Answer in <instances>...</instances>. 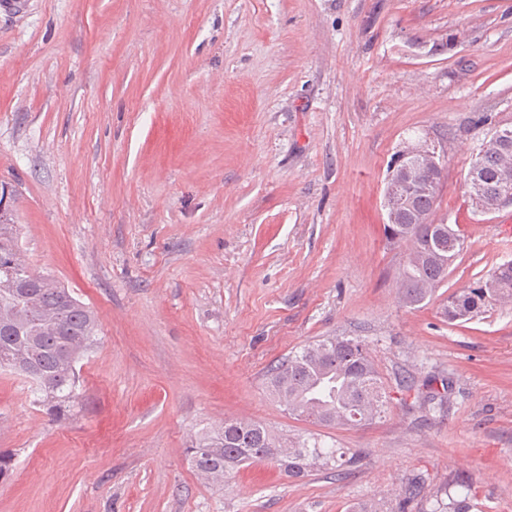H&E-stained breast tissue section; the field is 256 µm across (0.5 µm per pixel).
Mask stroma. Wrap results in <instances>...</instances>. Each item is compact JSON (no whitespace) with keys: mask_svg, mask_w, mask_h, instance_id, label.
Segmentation results:
<instances>
[{"mask_svg":"<svg viewBox=\"0 0 512 512\" xmlns=\"http://www.w3.org/2000/svg\"><path fill=\"white\" fill-rule=\"evenodd\" d=\"M512 124V0H0V207L27 267L101 324L53 420L0 371V512H348L471 486L512 512V304L464 325L448 295L512 263V206L463 181ZM425 139L447 178L432 219L465 247L425 306L398 298L388 165ZM357 336L388 390L451 377L447 407L365 427L289 416L270 364ZM227 417L314 435L362 464L291 480L259 463L212 486L186 449Z\"/></svg>","mask_w":512,"mask_h":512,"instance_id":"35a3bbf8","label":"stroma"}]
</instances>
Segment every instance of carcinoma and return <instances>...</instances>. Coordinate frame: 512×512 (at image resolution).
Segmentation results:
<instances>
[{
  "mask_svg": "<svg viewBox=\"0 0 512 512\" xmlns=\"http://www.w3.org/2000/svg\"><path fill=\"white\" fill-rule=\"evenodd\" d=\"M481 196L488 203L506 191L500 180L499 154L484 150L477 157ZM430 187L412 193L409 206L398 210L385 231L389 242L407 246L399 272L403 305L417 308L429 300L464 249V238L451 224L422 223L432 215L445 174L427 175ZM512 301V263L496 267L489 277L448 296L443 315L450 324L467 322L494 303ZM99 320L94 311L50 275L29 272L19 253L13 225L0 221V369L31 370L37 376L34 403L55 418L74 407L79 393L77 364L98 343ZM270 394L288 414L324 427L365 426L382 418L391 396L381 383L365 343L353 336H333L308 343L272 366L266 375ZM419 381L401 377V400L419 408L443 405L451 379ZM191 467L202 478L222 485L235 471L266 461L290 478L315 471L345 476L361 461L340 448H327L314 436L290 437L264 424L226 418L207 430L188 448ZM457 494L433 496L431 512H469L465 481L455 483ZM423 482L409 478L399 503L421 495Z\"/></svg>",
  "mask_w": 512,
  "mask_h": 512,
  "instance_id": "obj_1",
  "label": "carcinoma"
}]
</instances>
